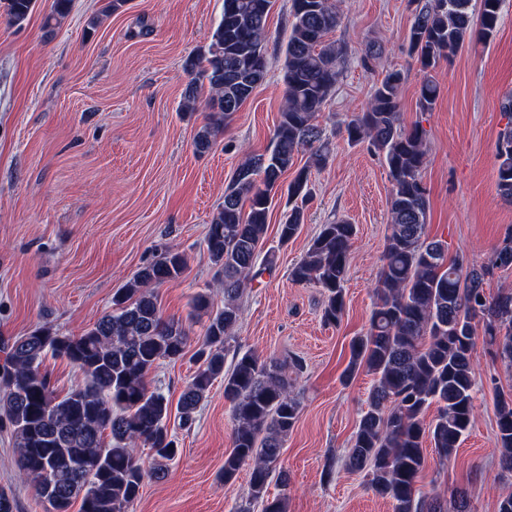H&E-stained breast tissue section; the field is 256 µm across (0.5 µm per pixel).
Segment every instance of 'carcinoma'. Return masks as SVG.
Listing matches in <instances>:
<instances>
[{
	"label": "carcinoma",
	"instance_id": "obj_1",
	"mask_svg": "<svg viewBox=\"0 0 512 512\" xmlns=\"http://www.w3.org/2000/svg\"><path fill=\"white\" fill-rule=\"evenodd\" d=\"M408 55L428 73L467 43H489L496 32L503 0H480L479 18L472 0H414ZM35 0H8L11 24L22 27ZM275 0H224V10L209 44L189 57L191 75L181 104L184 115L197 110L208 89V115L193 137L198 153L213 148L224 127L268 74V17ZM71 0H53L46 26L65 17ZM292 23L285 45L282 81L284 102L269 145L245 157L238 177L224 190L213 214L206 248L215 269L224 307L214 309L207 293L192 299V315L205 319L202 345L194 354L198 368L177 404L150 384L161 364L186 354L188 331L180 320L164 317L154 289L178 278L184 255L166 248L141 267L125 288L112 296L111 310L78 335L49 326L0 343V429L9 430L24 480L31 482L51 512H129L144 478L165 473L179 454L178 438L169 428L175 417L189 428L214 382H224L231 402L233 448L224 459L223 479L233 481L250 468L249 501L262 512H286V497L269 499L274 480L288 485L277 468L284 441L300 412L288 373L303 372L301 360H261L235 352L230 370L225 352L234 341L241 311L240 294L270 268L273 258L258 263L270 210L281 179L309 153V164H326L329 147L320 112L333 95L345 60L343 48L326 40L341 22L336 0H292ZM398 71H389L371 90L366 110L344 123L347 140L378 152L390 181V224L383 264L374 292L369 328L350 344L345 377L364 370L373 375L370 409L361 416L345 464L366 473L369 487L392 502L393 512H469L462 487L443 500L417 486L431 447L444 463L456 452L475 419L474 335L494 355L512 366V290L486 295L484 284L495 270L512 267V230L496 245L484 265L466 266L448 259V245L426 232L428 199L422 181L427 164L426 130L400 122ZM439 87L429 76L420 84L418 107L430 112ZM506 118L499 132L497 190L512 203V98L502 105ZM308 168L288 183V215L279 225V240L293 239L305 221L311 197ZM355 226L336 220L321 226L290 279L324 291L323 318L337 324L344 312V283ZM49 357L76 366L84 383L58 393L44 369ZM437 413L425 420L430 407ZM496 447L501 469L512 471V388L496 395ZM151 451L150 461L138 447Z\"/></svg>",
	"mask_w": 512,
	"mask_h": 512
}]
</instances>
